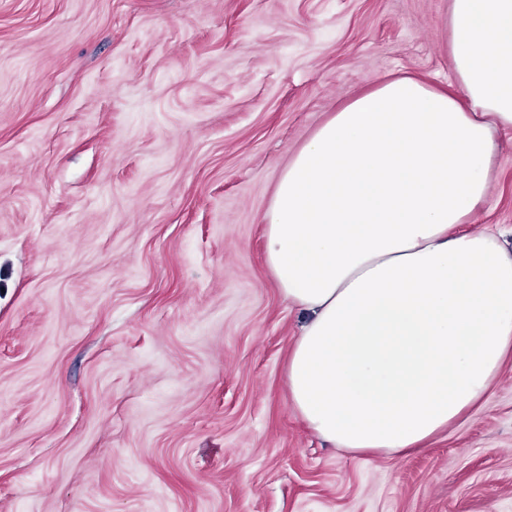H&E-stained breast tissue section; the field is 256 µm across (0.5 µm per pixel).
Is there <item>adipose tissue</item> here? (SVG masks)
<instances>
[{
    "mask_svg": "<svg viewBox=\"0 0 512 512\" xmlns=\"http://www.w3.org/2000/svg\"><path fill=\"white\" fill-rule=\"evenodd\" d=\"M469 101L401 76L319 125L263 215L267 268L305 319L286 363L305 425L355 455L427 447L512 357V254L469 228L512 129V0H450Z\"/></svg>",
    "mask_w": 512,
    "mask_h": 512,
    "instance_id": "ef3b65f1",
    "label": "adipose tissue"
}]
</instances>
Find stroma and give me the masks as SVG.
Instances as JSON below:
<instances>
[{
    "label": "stroma",
    "instance_id": "1",
    "mask_svg": "<svg viewBox=\"0 0 512 512\" xmlns=\"http://www.w3.org/2000/svg\"><path fill=\"white\" fill-rule=\"evenodd\" d=\"M448 0H0V512H512V360L425 450L288 402L281 169L390 76L460 95ZM512 229V134L473 218Z\"/></svg>",
    "mask_w": 512,
    "mask_h": 512
}]
</instances>
